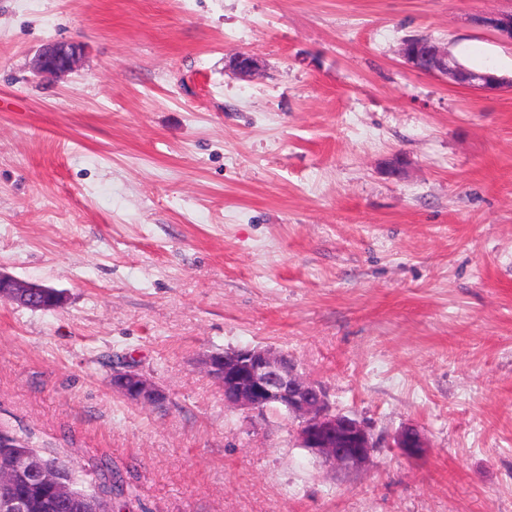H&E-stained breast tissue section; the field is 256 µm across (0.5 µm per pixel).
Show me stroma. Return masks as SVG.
Returning a JSON list of instances; mask_svg holds the SVG:
<instances>
[{"label":"stroma","instance_id":"35a3bbf8","mask_svg":"<svg viewBox=\"0 0 512 512\" xmlns=\"http://www.w3.org/2000/svg\"><path fill=\"white\" fill-rule=\"evenodd\" d=\"M512 0H0V424L133 512H512V92L411 71L421 35L512 75ZM51 42L81 47L46 79ZM253 56L255 75L233 60ZM401 173H390L394 159ZM272 347L383 446L335 473L224 405ZM162 388L143 408L114 363ZM418 459L390 448L404 426ZM472 21L477 26L492 29L501 39L512 44V9L490 14H477ZM40 284L27 282L0 271V299L5 298L28 307L45 311L63 306L65 296L57 290H49ZM391 448H397L402 456L417 458L426 452L428 447L424 434L417 426H406L393 436ZM96 469L98 479L101 481L99 487L103 492H107L111 496L112 494L116 496H125L127 493V496L129 497V495L132 494L130 485L126 484V481L119 470L112 468V466L106 462L97 465Z\"/></svg>","mask_w":512,"mask_h":512}]
</instances>
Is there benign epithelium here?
I'll return each mask as SVG.
<instances>
[{"label":"benign epithelium","mask_w":512,"mask_h":512,"mask_svg":"<svg viewBox=\"0 0 512 512\" xmlns=\"http://www.w3.org/2000/svg\"><path fill=\"white\" fill-rule=\"evenodd\" d=\"M477 26L490 28L512 43V9L472 18ZM80 54L76 44L53 43L45 46L35 60L36 69L54 78L70 71ZM404 63L414 72L448 80V83L474 90L512 91V77L491 70L474 71L460 64L447 50L423 36L412 37L400 49ZM23 303L35 309L56 310L65 296L57 290L27 282L0 271V299ZM201 364L208 374L224 386V404L233 409L262 413L268 409L284 411L298 421L299 446L334 471L357 472L373 458L380 441L360 420L336 411L326 391L300 374L288 356L272 348H244L231 357L212 353ZM113 388L124 397L146 408L163 404L166 393L151 380L132 371L114 368ZM391 447L408 458L422 456L427 440L418 427L410 425L393 436ZM0 449L12 456L11 465L0 468V504L10 512H37L33 500L13 497L22 482L34 479L52 489L56 499L67 501L76 512H111L106 501L75 493L74 481L62 476L60 467L26 449L16 436L0 433Z\"/></svg>","instance_id":"1"}]
</instances>
